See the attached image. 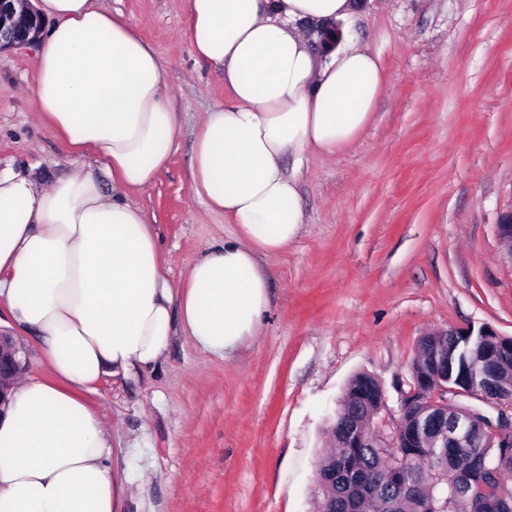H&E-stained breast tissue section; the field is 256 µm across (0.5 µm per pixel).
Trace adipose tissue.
Segmentation results:
<instances>
[{"instance_id":"obj_1","label":"adipose tissue","mask_w":512,"mask_h":512,"mask_svg":"<svg viewBox=\"0 0 512 512\" xmlns=\"http://www.w3.org/2000/svg\"><path fill=\"white\" fill-rule=\"evenodd\" d=\"M29 8L48 26L28 98L65 151L96 166L48 185L0 168V304L36 334L50 372L12 385L0 411V512H114L108 433L82 392L157 363L175 325L217 357L257 333L268 303L259 257L303 225L283 163L353 144L382 72L353 44L317 54L298 29L345 20L351 0H188L193 54L230 93L197 131L190 191L240 234L204 249L176 290L146 214L127 201L176 149L177 107L156 50L104 0Z\"/></svg>"}]
</instances>
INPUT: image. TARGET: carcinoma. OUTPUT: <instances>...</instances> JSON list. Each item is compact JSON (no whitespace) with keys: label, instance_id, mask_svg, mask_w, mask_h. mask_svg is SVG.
I'll return each mask as SVG.
<instances>
[{"label":"carcinoma","instance_id":"obj_1","mask_svg":"<svg viewBox=\"0 0 512 512\" xmlns=\"http://www.w3.org/2000/svg\"><path fill=\"white\" fill-rule=\"evenodd\" d=\"M486 326H470L463 336L423 337L412 375L448 374V386L465 392L458 407L478 413L481 423L473 431L468 449L439 448L425 440L415 448H384L366 436L359 448H329L320 470L332 474L335 481L322 483V509L326 512H491L480 499L467 505L456 500L461 488L488 478L491 471L512 476V447L505 448L490 433L489 427L499 412L477 396L475 379L481 374V358L486 349L505 344V338L485 335ZM448 350V366L439 369L432 363L433 349ZM367 386L372 397L361 400L359 391ZM384 394L382 382L367 373L356 374L348 383L336 409L357 429L367 430L376 413V397ZM453 416L448 406L433 408L419 405L407 416L409 429L433 416Z\"/></svg>","mask_w":512,"mask_h":512}]
</instances>
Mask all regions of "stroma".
<instances>
[{
	"label": "stroma",
	"instance_id": "obj_1",
	"mask_svg": "<svg viewBox=\"0 0 512 512\" xmlns=\"http://www.w3.org/2000/svg\"><path fill=\"white\" fill-rule=\"evenodd\" d=\"M156 50L178 108L177 149L130 203L153 224L173 287L236 225L190 195L197 128L229 92L188 40L187 0H109ZM348 42L378 56L383 87L351 146L296 173L305 214L262 257L268 307L228 358L176 332L136 378L86 402L110 433L118 512H315L324 430L349 380L409 379L428 333L486 324L512 337V0H354ZM32 49L0 50V159L48 183L71 159L27 95Z\"/></svg>",
	"mask_w": 512,
	"mask_h": 512
}]
</instances>
